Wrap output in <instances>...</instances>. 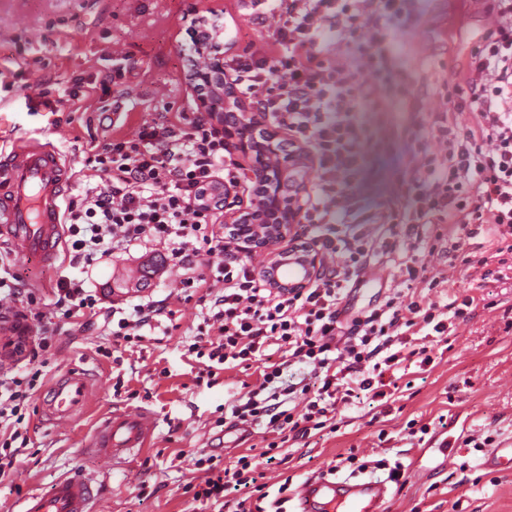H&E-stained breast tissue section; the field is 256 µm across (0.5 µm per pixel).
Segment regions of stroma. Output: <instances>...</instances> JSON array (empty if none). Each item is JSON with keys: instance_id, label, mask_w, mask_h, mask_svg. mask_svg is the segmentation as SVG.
Here are the masks:
<instances>
[{"instance_id": "stroma-1", "label": "stroma", "mask_w": 512, "mask_h": 512, "mask_svg": "<svg viewBox=\"0 0 512 512\" xmlns=\"http://www.w3.org/2000/svg\"><path fill=\"white\" fill-rule=\"evenodd\" d=\"M417 26L398 33L396 63L424 85L451 82L472 50L481 45L489 19L483 0H416ZM240 0H0V66L23 71V95L10 104L17 120L37 138L53 142L67 156L74 175L69 196L91 187L86 159L92 145L115 137L131 138L156 112L193 113L197 94L187 78L190 55L184 29L191 19L219 17L225 22L224 55L260 49L264 33L250 21ZM123 67L112 82L115 67ZM94 80L93 89L70 99L77 78ZM63 97L59 111L26 115V96L43 89ZM121 114H113L114 103ZM407 161L403 143L388 142L367 161L361 199L378 209L388 198ZM153 249L132 246L118 258H104L89 270L73 268L67 253L51 264L25 260L0 245V259L16 279L18 293L9 298L20 310L27 296L38 304L53 301L59 276L84 279L97 300L93 324L79 326L61 317L52 320L53 340L36 362L14 355L11 334H0V375L45 379L79 369L92 380L86 408L70 425L59 426L44 413L39 395L26 401L21 430L30 442L16 458L15 470L0 480V512H17L30 492H48L61 478H91L98 491L99 512H225L221 504L201 505L188 484L193 459L206 454L232 465L247 448H263L279 436L260 427L219 424L224 405L255 384V368L220 372L211 385L197 383V366L183 344L203 322L196 301L180 298L182 271L161 264L149 287L135 285L137 268L153 259ZM422 262L446 271L449 289L427 291L431 301L447 293L469 295L475 309L447 344L438 345L430 371L410 366L408 386L385 409L383 422L365 410H337L336 432H321L292 442L282 463L265 469L270 508L280 485L296 489L313 475L338 468L339 460L401 461L405 484L392 487L390 512H512V472L484 469L485 449L470 438H492L512 446V279L477 285L470 272L452 267L447 245L424 252ZM400 281L390 263L371 265L349 297L351 313L381 302ZM160 301L173 309L174 326L148 328L142 341H115L107 326L113 307ZM148 411L159 422L151 448L136 458L115 461L87 451L95 428L115 411ZM429 425L424 441L409 439L408 423Z\"/></svg>"}]
</instances>
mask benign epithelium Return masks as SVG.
I'll use <instances>...</instances> for the list:
<instances>
[{"label": "benign epithelium", "mask_w": 512, "mask_h": 512, "mask_svg": "<svg viewBox=\"0 0 512 512\" xmlns=\"http://www.w3.org/2000/svg\"><path fill=\"white\" fill-rule=\"evenodd\" d=\"M224 48L221 33H210L191 59V80L205 84L207 95L200 108L212 114L224 138L243 155L253 159L245 178L259 188V197L248 215L234 212L225 219L224 231L242 252L266 256L265 269L272 272L274 288H298L320 272L323 259L313 246L293 250L281 247L286 238L298 239L303 196L314 160L301 146L291 147L276 129L248 121L249 114L235 102L234 91L224 83Z\"/></svg>", "instance_id": "7a95c632"}]
</instances>
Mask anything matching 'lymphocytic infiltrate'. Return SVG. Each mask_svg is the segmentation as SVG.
<instances>
[{
    "label": "lymphocytic infiltrate",
    "mask_w": 512,
    "mask_h": 512,
    "mask_svg": "<svg viewBox=\"0 0 512 512\" xmlns=\"http://www.w3.org/2000/svg\"><path fill=\"white\" fill-rule=\"evenodd\" d=\"M493 17L483 42L456 81L430 87L396 68L395 38L418 21L412 0H255L252 22L266 30L265 47L224 63L240 96L262 121L287 130L317 164L304 199L302 221L332 262L302 288H270L252 260L224 232L221 183H236L240 163L223 130L204 115L160 114L132 139L96 147L88 159L97 184L64 209L67 251L73 265L91 267L133 245L161 248L183 269L185 299L205 304L204 326L187 355L214 380L235 363L257 364V388L234 400V423L262 425L278 434L324 430L338 405H371L398 391L395 373L413 362L428 366L427 347L410 337L422 329L436 341L453 335L473 300L450 296L425 301L417 285L443 287L446 279L420 260L426 238L367 232L370 224H453L469 239L491 236L495 245L480 266L497 279L512 271V0H486ZM398 98L409 123L394 135L409 148L403 176L384 211H365L356 183L374 144L358 116L384 109L385 92ZM442 106L426 110L427 98ZM468 122H460V115ZM360 225L357 233L345 232ZM388 259L403 288L380 304L347 317V299L371 262ZM224 286L214 294L213 283ZM55 310L65 319L95 316L96 300L80 280L61 277ZM306 366L296 383L283 384L287 367ZM280 446L240 455L219 468L215 456L197 458L204 481L201 503L235 497L266 499L258 460L275 464Z\"/></svg>",
    "instance_id": "f902f5d3"
}]
</instances>
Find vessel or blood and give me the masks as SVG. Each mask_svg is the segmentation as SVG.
I'll list each match as a JSON object with an SVG mask.
<instances>
[{"label":"vessel or blood","mask_w":512,"mask_h":512,"mask_svg":"<svg viewBox=\"0 0 512 512\" xmlns=\"http://www.w3.org/2000/svg\"><path fill=\"white\" fill-rule=\"evenodd\" d=\"M72 168L61 150L21 133L18 123L0 115V240L19 257L49 263L62 246L61 200ZM91 395L88 378L69 373L58 379L44 405L57 423H70ZM157 422L147 412H119L96 431L90 446L102 458L138 454L147 448ZM386 481L314 476L297 491L298 512H387ZM92 485L83 478H63L44 495L25 498L20 512H94Z\"/></svg>","instance_id":"1"}]
</instances>
